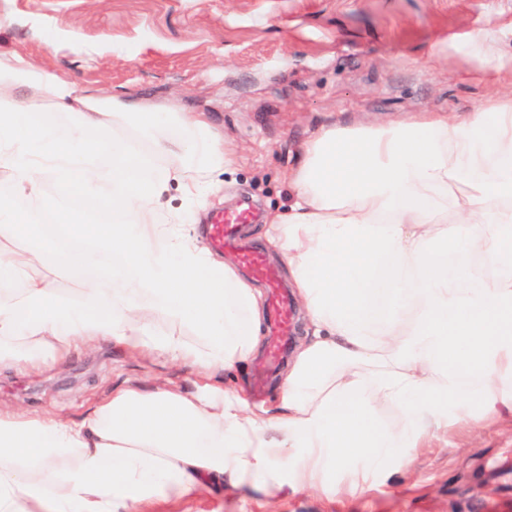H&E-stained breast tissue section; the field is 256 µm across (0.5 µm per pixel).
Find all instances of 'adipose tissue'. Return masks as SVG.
I'll return each instance as SVG.
<instances>
[{
	"mask_svg": "<svg viewBox=\"0 0 512 512\" xmlns=\"http://www.w3.org/2000/svg\"><path fill=\"white\" fill-rule=\"evenodd\" d=\"M496 34L490 25L449 46L488 77L512 69ZM43 102L69 113L68 137L44 121ZM134 117L136 134L112 149L86 139ZM226 163L207 112L118 99L22 53L0 56V176L37 205L49 180L112 216L64 225L80 286L67 299L44 273L55 251L26 212L0 204V365L49 368L73 343L104 338L213 379L190 394L120 388L73 423L0 412V512H142L227 487L332 498L337 484L360 491L407 471L427 436L512 414V93L462 118L333 125L305 143L288 174L294 200L267 216L265 238L311 336L272 408L218 381L258 351L260 292L199 247L191 212L155 221L169 183L204 203ZM452 252L477 255L479 268L449 264ZM19 280L21 297L3 303ZM159 320L190 326L195 341L156 331Z\"/></svg>",
	"mask_w": 512,
	"mask_h": 512,
	"instance_id": "adipose-tissue-1",
	"label": "adipose tissue"
}]
</instances>
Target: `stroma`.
<instances>
[{
  "instance_id": "35a3bbf8",
  "label": "stroma",
  "mask_w": 512,
  "mask_h": 512,
  "mask_svg": "<svg viewBox=\"0 0 512 512\" xmlns=\"http://www.w3.org/2000/svg\"><path fill=\"white\" fill-rule=\"evenodd\" d=\"M497 50L512 51V0H0V55L25 54L37 67L115 97L175 102L209 112L232 153L200 213L249 202L259 220L245 239L276 268L293 308V334L307 336L304 309L285 262L262 235L263 217L293 201L289 171L321 127L397 123L423 112H472L512 73L484 80L448 41L487 25ZM256 354L236 378L252 406L269 407L288 369L280 358L252 378ZM197 371L160 353H136L106 339L79 344L49 369L0 370V410L72 422L118 387L196 391ZM152 512H512V416L474 431L426 437L406 474L342 490L328 500L285 491H244L158 501Z\"/></svg>"
}]
</instances>
